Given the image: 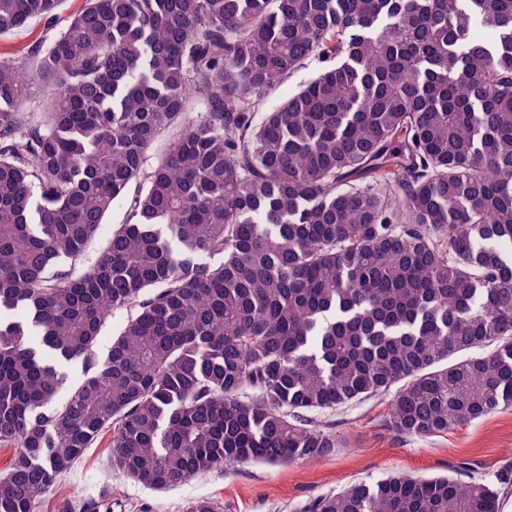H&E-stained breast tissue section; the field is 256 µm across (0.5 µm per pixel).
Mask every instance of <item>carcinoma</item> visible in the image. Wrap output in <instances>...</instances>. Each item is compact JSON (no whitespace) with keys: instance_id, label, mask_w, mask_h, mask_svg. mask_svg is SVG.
I'll return each mask as SVG.
<instances>
[{"instance_id":"cac0c4a2","label":"carcinoma","mask_w":512,"mask_h":512,"mask_svg":"<svg viewBox=\"0 0 512 512\" xmlns=\"http://www.w3.org/2000/svg\"><path fill=\"white\" fill-rule=\"evenodd\" d=\"M60 3L0 0V36ZM387 393L409 435L512 408V0H85L32 70L0 61V512L107 432L162 491L323 458L314 414ZM509 485L394 474L299 512H500ZM322 66L323 64L316 60L311 61L307 66L296 72L291 78L277 85L267 96L265 109L276 108L287 101L291 95L296 93L302 87V85L313 78ZM126 206L125 205H116L112 209V213L100 230L99 235L96 237L95 241L92 243L88 254L87 260L93 261L96 257V252L98 246L105 240V238L109 235L113 225L122 224L126 220Z\"/></svg>"}]
</instances>
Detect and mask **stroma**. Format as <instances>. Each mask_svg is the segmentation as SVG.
<instances>
[{"label": "stroma", "instance_id": "35a3bbf8", "mask_svg": "<svg viewBox=\"0 0 512 512\" xmlns=\"http://www.w3.org/2000/svg\"><path fill=\"white\" fill-rule=\"evenodd\" d=\"M82 4L83 0H62L55 20L37 19L0 37V60L30 62L31 51L48 43ZM390 419L388 399L354 403L323 417L339 442L328 457L212 470L165 491L144 488L113 472L112 437L107 434L57 480L43 500L42 512H57L59 502H80L103 489L114 502L112 512H185L189 502L202 497L219 502L223 512H293L318 495L391 473L431 476L462 466L467 474L490 480L512 466V409L426 437L397 432Z\"/></svg>", "mask_w": 512, "mask_h": 512}]
</instances>
